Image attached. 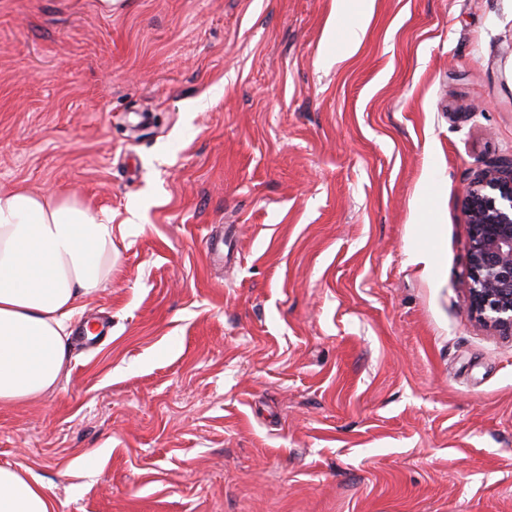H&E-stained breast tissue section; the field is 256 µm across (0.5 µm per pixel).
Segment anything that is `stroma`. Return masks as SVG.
I'll use <instances>...</instances> for the list:
<instances>
[{"mask_svg": "<svg viewBox=\"0 0 512 512\" xmlns=\"http://www.w3.org/2000/svg\"><path fill=\"white\" fill-rule=\"evenodd\" d=\"M359 2L0 0V186L115 226L105 332L0 405L58 512H512L461 210L512 158V0Z\"/></svg>", "mask_w": 512, "mask_h": 512, "instance_id": "1", "label": "stroma"}]
</instances>
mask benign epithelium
I'll return each instance as SVG.
<instances>
[{"instance_id": "7a95c632", "label": "benign epithelium", "mask_w": 512, "mask_h": 512, "mask_svg": "<svg viewBox=\"0 0 512 512\" xmlns=\"http://www.w3.org/2000/svg\"><path fill=\"white\" fill-rule=\"evenodd\" d=\"M463 211L469 230V313L512 337V159L467 182Z\"/></svg>"}]
</instances>
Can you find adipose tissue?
Masks as SVG:
<instances>
[{
  "label": "adipose tissue",
  "instance_id": "obj_1",
  "mask_svg": "<svg viewBox=\"0 0 512 512\" xmlns=\"http://www.w3.org/2000/svg\"><path fill=\"white\" fill-rule=\"evenodd\" d=\"M111 213L77 196L0 188V404L56 388L83 297L112 276ZM0 512H58L46 486L0 466Z\"/></svg>",
  "mask_w": 512,
  "mask_h": 512
}]
</instances>
